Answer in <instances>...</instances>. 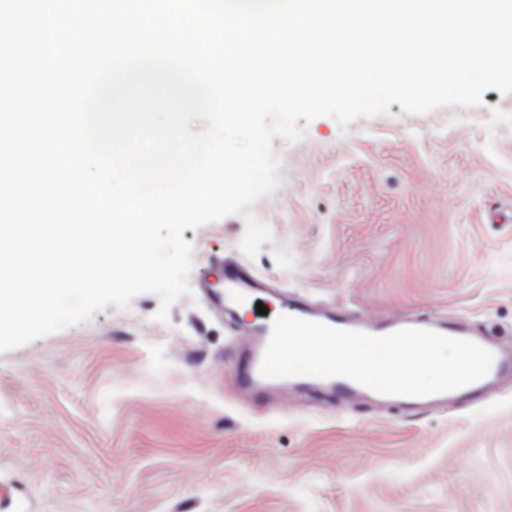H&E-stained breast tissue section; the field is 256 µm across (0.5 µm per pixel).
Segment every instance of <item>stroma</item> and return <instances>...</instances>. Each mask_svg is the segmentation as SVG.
I'll return each instance as SVG.
<instances>
[{
	"label": "stroma",
	"mask_w": 512,
	"mask_h": 512,
	"mask_svg": "<svg viewBox=\"0 0 512 512\" xmlns=\"http://www.w3.org/2000/svg\"><path fill=\"white\" fill-rule=\"evenodd\" d=\"M314 119L272 141L281 186L196 230L194 274L233 257L282 299L460 321L512 343V94ZM156 295L0 354V512H512V382L420 412L277 406L236 390L240 319Z\"/></svg>",
	"instance_id": "obj_1"
}]
</instances>
